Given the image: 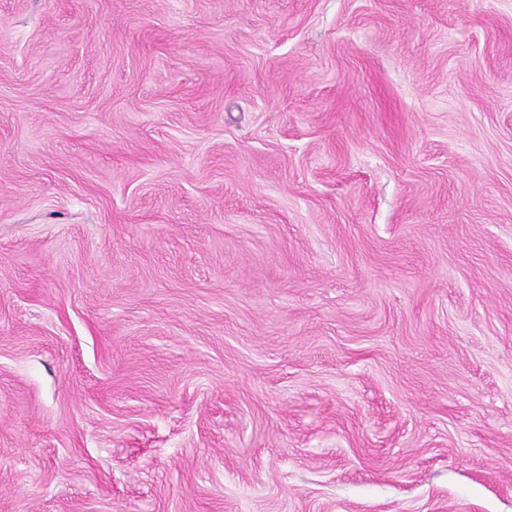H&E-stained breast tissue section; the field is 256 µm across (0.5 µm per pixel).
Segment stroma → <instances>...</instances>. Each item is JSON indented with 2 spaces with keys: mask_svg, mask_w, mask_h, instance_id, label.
Segmentation results:
<instances>
[{
  "mask_svg": "<svg viewBox=\"0 0 512 512\" xmlns=\"http://www.w3.org/2000/svg\"><path fill=\"white\" fill-rule=\"evenodd\" d=\"M0 512H512V0H0Z\"/></svg>",
  "mask_w": 512,
  "mask_h": 512,
  "instance_id": "35a3bbf8",
  "label": "stroma"
}]
</instances>
